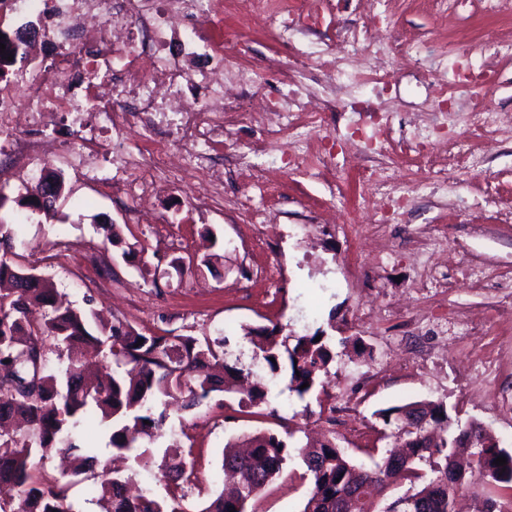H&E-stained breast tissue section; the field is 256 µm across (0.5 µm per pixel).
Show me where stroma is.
I'll return each mask as SVG.
<instances>
[{
	"instance_id": "obj_1",
	"label": "stroma",
	"mask_w": 512,
	"mask_h": 512,
	"mask_svg": "<svg viewBox=\"0 0 512 512\" xmlns=\"http://www.w3.org/2000/svg\"><path fill=\"white\" fill-rule=\"evenodd\" d=\"M326 32L276 40L262 21L245 24L238 53L247 66L267 68L272 81L256 96L274 95L295 80L298 61L375 11L389 43L431 41L481 44L512 36V17L485 15L478 0H447L458 16L449 25L438 0H327ZM433 76L394 66L386 106L391 136L425 119ZM325 133L312 119H295L310 141L301 158L285 161L263 151L253 125L224 115L223 142L201 150L215 168L245 160L247 170L224 183V196L201 208L207 184L193 161L173 155L166 166L145 171L152 182L140 197L123 179L117 160L152 150L148 132L102 113L80 122L56 113L30 126L20 124L19 141L51 138L65 150L52 160L64 193L56 217L18 207L28 196L37 167L25 155L0 151V220L22 221L16 252L26 265L50 278L75 307L100 311L145 334L223 338L229 364L247 369L253 347L245 327L278 326L283 334L323 332L334 356L324 385L305 396L288 389V371L267 376L268 400L239 405L214 394L189 412L169 409L166 430L193 462L199 483L186 505L202 512L222 489L221 463L228 439L265 430L305 445L319 426L359 462L379 447V409L432 400L459 412L460 425L478 422L512 450V290L491 292L478 273L512 281V140L490 144L480 171L464 172L453 156L427 148L425 164L449 170L448 196L426 193L408 203L398 224H376L360 211L362 176L322 164L318 152L326 133L342 134L357 113L329 110ZM460 196L464 212L448 204ZM145 221L128 223L134 210ZM121 225L135 250L122 257L106 239L105 227ZM215 255L213 269L178 277L173 259L200 263ZM480 314L483 331L462 335L456 320ZM359 338V346L346 337ZM300 458L252 500L249 512H301L309 490Z\"/></svg>"
}]
</instances>
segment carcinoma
Listing matches in <instances>:
<instances>
[{"label": "carcinoma", "mask_w": 512, "mask_h": 512, "mask_svg": "<svg viewBox=\"0 0 512 512\" xmlns=\"http://www.w3.org/2000/svg\"><path fill=\"white\" fill-rule=\"evenodd\" d=\"M16 227L0 220V512H75L68 483L46 481L39 467L65 451L73 473L95 468L98 460L78 444L84 420L95 415L110 431L112 449L132 455L135 464L151 466V448L163 436L167 408L199 407L212 394L240 395L239 402L265 401L264 377L228 364L224 339L195 336H147L121 321L96 320L93 310L57 305L53 282L19 262L14 251ZM281 329L246 331L259 349L256 359L275 374L287 360L289 389L310 393L328 374L333 355L320 332L278 339ZM56 355L52 367L47 352ZM430 415V435H401L400 413L415 406ZM384 438L403 442L388 448L374 467L354 463L336 438L300 449L311 488L302 512H455L460 492L470 491L474 512L487 506L512 512V452L475 423L464 427L441 403L419 401L381 409ZM292 449L278 436L257 432L224 443L222 470L237 477L235 490L219 493L200 512H247L256 497L283 469ZM506 458L498 466L494 460ZM173 486L170 501L142 489L134 494L131 474L108 467L94 482L107 512H185L182 502L195 484L194 470L183 461L160 468ZM407 490L381 506L393 487Z\"/></svg>", "instance_id": "carcinoma-1"}]
</instances>
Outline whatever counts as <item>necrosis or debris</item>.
Listing matches in <instances>:
<instances>
[{
  "mask_svg": "<svg viewBox=\"0 0 512 512\" xmlns=\"http://www.w3.org/2000/svg\"><path fill=\"white\" fill-rule=\"evenodd\" d=\"M8 11L17 16L45 13L46 24L36 36L39 53L28 74L15 77L8 90L0 89V123L18 113L52 116L58 112H96L109 101L116 113L144 116L149 123L164 126L167 138L181 146L216 140L224 128V115L238 112L246 120L259 121L261 143L277 151L285 134L286 115L306 112V78H299L264 108L244 103L239 90L258 84L260 72L238 64L231 54L243 34L224 27V0H10ZM245 17L263 21L280 41L293 33L315 29L322 14L309 0H291L288 9L272 8L268 0H244ZM190 21L180 40H173L175 21ZM350 44H365L367 70L354 68L352 53L337 54L328 48L315 58L316 68L327 84L353 79L360 74L383 82L380 61L398 54L431 65L434 53L418 55L416 49L371 44L366 26L346 32ZM97 72L78 98L68 97L59 74ZM469 96L466 114L444 112L436 119L402 137L404 152H418L421 145L441 140L464 167L478 170L484 156L473 148L474 137L491 140L495 135L512 137L495 98L486 84H462ZM364 141L347 144L344 156L363 168V201L373 208L381 223L399 221L410 196L423 189H447V176L403 179L394 167L373 168L367 160L373 148L387 147L389 139L379 133V121H370Z\"/></svg>",
  "mask_w": 512,
  "mask_h": 512,
  "instance_id": "1",
  "label": "necrosis or debris"
}]
</instances>
